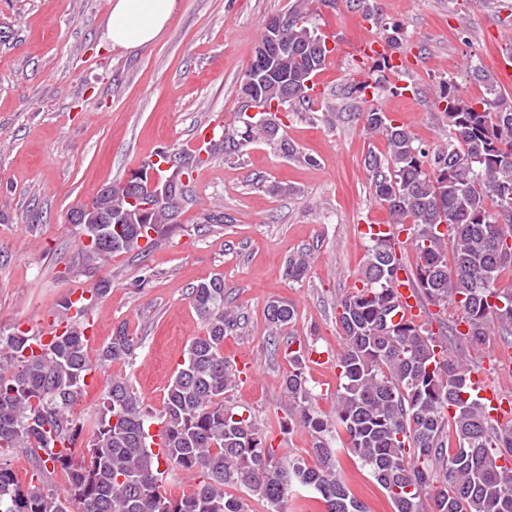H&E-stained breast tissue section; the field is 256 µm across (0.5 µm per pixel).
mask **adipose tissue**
Instances as JSON below:
<instances>
[{
    "label": "adipose tissue",
    "mask_w": 512,
    "mask_h": 512,
    "mask_svg": "<svg viewBox=\"0 0 512 512\" xmlns=\"http://www.w3.org/2000/svg\"><path fill=\"white\" fill-rule=\"evenodd\" d=\"M177 6V0H112L107 39L124 50L148 46L164 31Z\"/></svg>",
    "instance_id": "ef3b65f1"
}]
</instances>
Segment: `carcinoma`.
<instances>
[{
  "mask_svg": "<svg viewBox=\"0 0 512 512\" xmlns=\"http://www.w3.org/2000/svg\"><path fill=\"white\" fill-rule=\"evenodd\" d=\"M308 4L294 0L279 14L285 47L275 57L277 79L258 85L243 78L242 107L256 99L280 101L282 80L294 93L293 104L310 100V81L326 66L330 50ZM488 94L492 98L473 101L454 81L442 83L447 142L431 152L383 109L362 113L367 135L386 141L385 154L368 153L364 165L392 230L371 238L359 274L362 287L337 306L343 343L336 353L341 372L332 418L313 408L307 355L288 340L290 367L282 385L295 412L280 429L307 430L308 457H276L267 434L227 404L239 374L224 359V337L242 326L244 316L225 299L224 279L215 277L192 287L206 334L190 342L157 416L143 406L132 383L116 375L90 424L73 417L72 404L94 369L82 323H70L38 354L30 350L33 337L26 331L0 336V454L26 448L68 476L62 494L46 486L23 487L0 463V512H247L228 487L246 490L271 512H281L297 488L319 493L324 512H364L336 471L342 450L368 470L394 512H512V470L497 464L512 457V419L492 424L470 394L473 367L448 350L426 318L431 306L442 312L453 307L455 325L467 327L463 337L471 345L484 343L494 327L512 336V283L502 285L512 280V254L504 250V239L512 238V104L493 87ZM254 141L277 146L288 157L299 155L284 137L282 122L252 121L240 111L224 127V157L242 155ZM176 154V169L160 168L167 162L163 151L140 164L174 186V195L154 204L143 220L128 201L124 181L72 205L71 223L94 211L110 224V241L78 240L85 270L115 254L140 251V240L150 244L152 234L175 228L188 193L182 176L203 163L195 154ZM310 266V251L301 250L289 257L286 275L299 282ZM402 274L423 313L418 319H395ZM265 319L269 335L279 336L296 324L298 311L287 300L273 299ZM138 346L121 325L99 351L98 365L129 361ZM154 418L162 426L156 454L149 436ZM339 431L346 437L343 449L333 443ZM162 464L197 477L195 490L180 498L168 495Z\"/></svg>",
  "mask_w": 512,
  "mask_h": 512,
  "instance_id": "cac0c4a2",
  "label": "carcinoma"
}]
</instances>
